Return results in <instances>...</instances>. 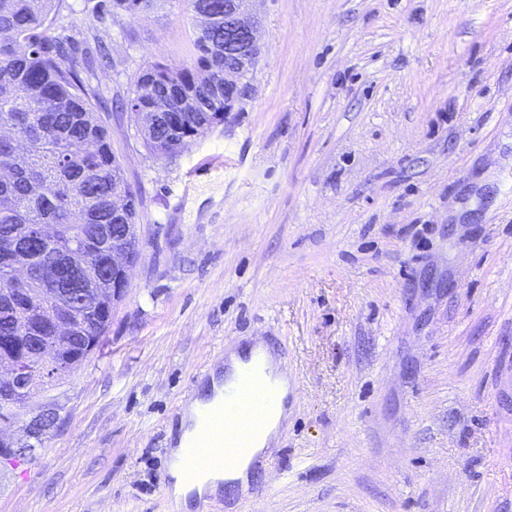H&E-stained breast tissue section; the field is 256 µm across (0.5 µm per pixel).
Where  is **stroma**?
I'll use <instances>...</instances> for the list:
<instances>
[{
  "mask_svg": "<svg viewBox=\"0 0 512 512\" xmlns=\"http://www.w3.org/2000/svg\"><path fill=\"white\" fill-rule=\"evenodd\" d=\"M58 27L140 199V257L96 353L37 393L58 421L0 463V512H173L182 404L254 338L288 427L247 496L191 512H512V0H256L249 98L167 159L115 109L190 61L183 0Z\"/></svg>",
  "mask_w": 512,
  "mask_h": 512,
  "instance_id": "stroma-1",
  "label": "stroma"
}]
</instances>
